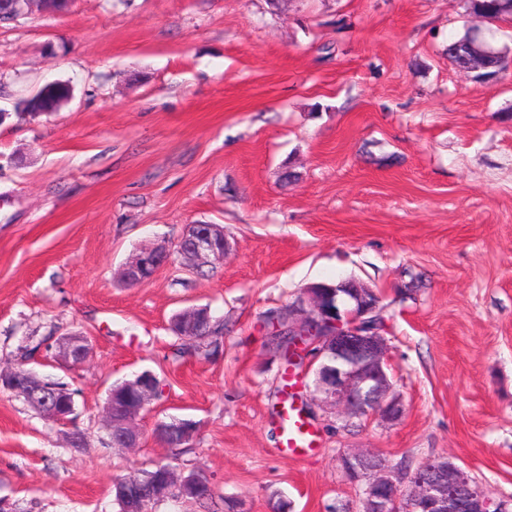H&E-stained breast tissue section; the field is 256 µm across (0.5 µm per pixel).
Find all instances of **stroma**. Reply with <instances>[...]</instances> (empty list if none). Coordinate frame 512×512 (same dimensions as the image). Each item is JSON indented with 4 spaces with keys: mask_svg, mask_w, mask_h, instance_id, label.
<instances>
[{
    "mask_svg": "<svg viewBox=\"0 0 512 512\" xmlns=\"http://www.w3.org/2000/svg\"><path fill=\"white\" fill-rule=\"evenodd\" d=\"M481 26L450 0H74L0 27V365L76 403L57 425L0 391L12 512H118L114 481L157 461L202 471L235 512H359L338 463L356 449L449 456L512 499V69L483 86L445 55ZM53 80L72 100L20 118ZM200 222L223 225L222 262L120 279L140 245ZM347 277L379 297L404 413L312 406L315 446L290 457L280 408L309 390L264 320ZM204 305L224 319L218 354L178 352L170 319ZM75 334L91 353L65 369ZM145 370L162 393L142 445L112 447L108 392ZM174 418L196 428L177 454L154 434ZM89 350L90 346L85 336L71 335L61 341L58 356L66 367L75 368L85 361Z\"/></svg>",
    "mask_w": 512,
    "mask_h": 512,
    "instance_id": "stroma-1",
    "label": "stroma"
}]
</instances>
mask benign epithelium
Returning <instances> with one entry per match:
<instances>
[{"mask_svg": "<svg viewBox=\"0 0 512 512\" xmlns=\"http://www.w3.org/2000/svg\"><path fill=\"white\" fill-rule=\"evenodd\" d=\"M229 242L221 224H189L172 244L160 243L140 248L122 267L120 276L129 284L150 280L157 270L178 257L199 271L224 258ZM325 295L317 288L304 289L297 304L290 308L292 320L285 330L290 349L313 367V394L325 405L347 417L396 421L403 413L402 401L393 392L386 326L381 315L368 306V288H347L340 280ZM200 308L182 313L181 329L198 332ZM90 346L84 336L71 335L59 345L58 356L67 367L81 365ZM19 370H0V388L24 397L49 421L65 424L75 411L73 396L63 388L41 383L23 384ZM129 403L119 415L112 413V398H107L105 413L109 433L119 435L125 448L141 445L143 431L139 420L157 400V377L144 371L121 384ZM164 440L182 441L194 436L190 421L177 419L157 428ZM341 470L359 489L361 512H512L509 502L494 500L448 457L431 460L412 472L394 466L386 459L358 450L339 457ZM161 477L144 483L133 476L122 480L123 491L141 490L145 500L158 502L178 491L181 496L197 494L205 476L184 474L170 464L157 463Z\"/></svg>", "mask_w": 512, "mask_h": 512, "instance_id": "benign-epithelium-1", "label": "benign epithelium"}]
</instances>
